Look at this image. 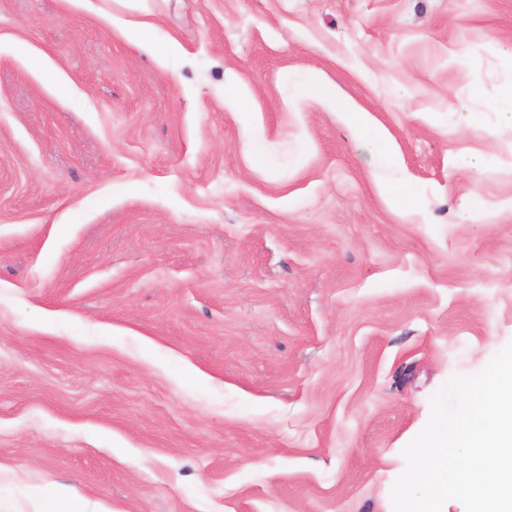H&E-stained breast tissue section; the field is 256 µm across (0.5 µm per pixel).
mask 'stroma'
Here are the masks:
<instances>
[{
	"label": "stroma",
	"mask_w": 512,
	"mask_h": 512,
	"mask_svg": "<svg viewBox=\"0 0 512 512\" xmlns=\"http://www.w3.org/2000/svg\"><path fill=\"white\" fill-rule=\"evenodd\" d=\"M508 43L512 0H0V512H393L512 342ZM225 103L243 109L244 122L242 124V136L247 142H252L258 133V125L252 118L254 112H249L244 94L237 87H231L225 92ZM344 112L347 114L350 127L356 135L369 137L380 148L386 146V137L383 130L368 118L365 111L354 108L346 101ZM33 497L42 505L40 512H112L100 508L89 510V502L85 499L68 496L62 491L49 496L42 489H36Z\"/></svg>",
	"instance_id": "obj_1"
}]
</instances>
